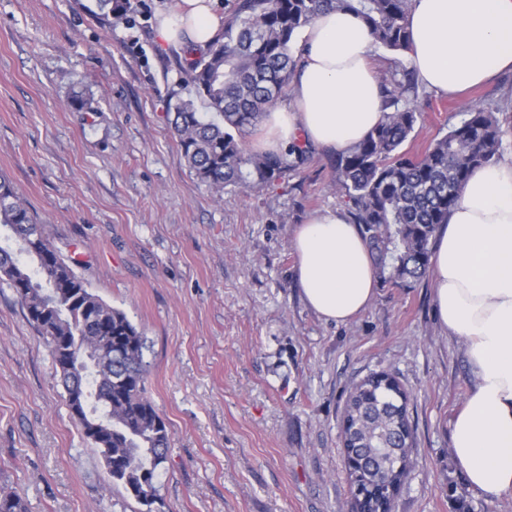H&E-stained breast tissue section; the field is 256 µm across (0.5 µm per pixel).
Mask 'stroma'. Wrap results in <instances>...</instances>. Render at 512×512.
<instances>
[{"label": "stroma", "mask_w": 512, "mask_h": 512, "mask_svg": "<svg viewBox=\"0 0 512 512\" xmlns=\"http://www.w3.org/2000/svg\"><path fill=\"white\" fill-rule=\"evenodd\" d=\"M130 0L109 22L97 0H0V175L90 292L145 338L146 395L171 436L145 508L113 484L67 404L46 338L0 279V495L28 512H348L340 453L350 389L394 374L417 438L394 512H512L455 466L450 422L473 386L464 342L437 323L430 279L381 288L353 321L304 302L298 224L342 210L334 156L311 150L288 178L218 194L180 160L167 117L181 48ZM89 111L70 105L75 92ZM512 103V73L450 97L420 90L406 150L421 151L464 107Z\"/></svg>", "instance_id": "1"}]
</instances>
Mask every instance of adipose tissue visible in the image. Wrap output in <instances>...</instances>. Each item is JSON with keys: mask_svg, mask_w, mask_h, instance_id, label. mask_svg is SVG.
<instances>
[{"mask_svg": "<svg viewBox=\"0 0 512 512\" xmlns=\"http://www.w3.org/2000/svg\"><path fill=\"white\" fill-rule=\"evenodd\" d=\"M407 57L419 84L448 95L512 71V0H411ZM224 28L217 0H177L157 15L167 43L206 48ZM304 54L291 103L268 112L256 150L279 153L303 140L349 148L384 118L363 20L321 12L301 35ZM308 307L345 324L376 294L377 278L358 225L325 210L292 240ZM432 298L440 327L464 339L474 384L450 423L452 455L470 488L488 499L512 492V163L475 169L436 235Z\"/></svg>", "mask_w": 512, "mask_h": 512, "instance_id": "1", "label": "adipose tissue"}]
</instances>
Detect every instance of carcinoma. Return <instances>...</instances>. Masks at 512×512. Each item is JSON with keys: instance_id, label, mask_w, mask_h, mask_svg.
<instances>
[{"instance_id": "1", "label": "carcinoma", "mask_w": 512, "mask_h": 512, "mask_svg": "<svg viewBox=\"0 0 512 512\" xmlns=\"http://www.w3.org/2000/svg\"><path fill=\"white\" fill-rule=\"evenodd\" d=\"M106 15L122 18L129 0H98ZM411 0H232L224 10V36L204 51L183 48L185 82L216 120H206L192 99L170 109L180 159L195 177L219 193L257 189L295 172L309 146L295 143L281 154L247 149L239 135L255 127L282 98L298 66L302 30L328 8L353 13L368 26L374 44L389 51L409 49ZM385 117L357 145L336 154L335 188L348 205L371 251L378 284L409 288L430 267L431 244L447 221L472 169L497 161L504 138L502 107L473 102L461 121L418 153L403 150L421 118L418 85L401 60L383 74ZM0 230L19 244L0 246V270L52 348L65 390H84L77 419L99 449L112 483L122 486L152 512L157 479L166 461L169 431L145 396L147 363L142 334L124 312L86 288L47 241L14 186L0 177ZM112 339L110 358L97 350L76 354L67 336ZM410 395L396 377L384 389L372 374L349 392L342 411V448L354 465L350 486L371 498L355 512H391L406 472L393 459L410 457L415 429ZM0 512H27L15 495H0Z\"/></svg>"}]
</instances>
